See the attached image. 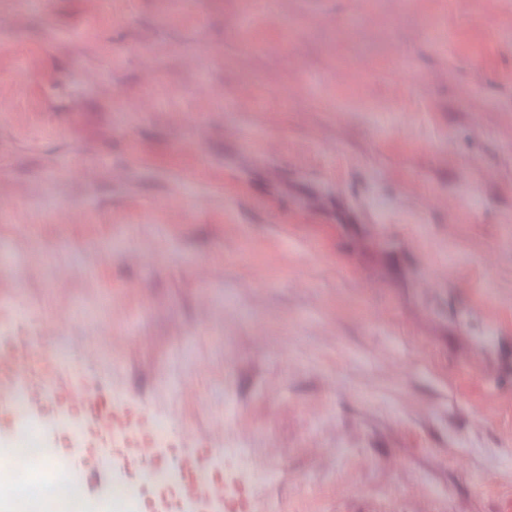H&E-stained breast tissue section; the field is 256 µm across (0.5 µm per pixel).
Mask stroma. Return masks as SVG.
Returning a JSON list of instances; mask_svg holds the SVG:
<instances>
[{
	"label": "stroma",
	"mask_w": 512,
	"mask_h": 512,
	"mask_svg": "<svg viewBox=\"0 0 512 512\" xmlns=\"http://www.w3.org/2000/svg\"><path fill=\"white\" fill-rule=\"evenodd\" d=\"M252 512H512V0H0V335ZM59 327L53 324L43 333L26 336L23 341L31 359H45V367L58 368L68 362L69 348L61 336L53 335ZM235 479L224 478V511L246 512L250 509L249 500L242 499Z\"/></svg>",
	"instance_id": "stroma-1"
}]
</instances>
